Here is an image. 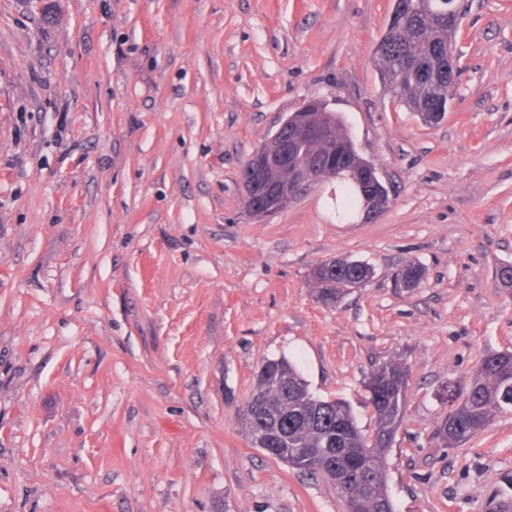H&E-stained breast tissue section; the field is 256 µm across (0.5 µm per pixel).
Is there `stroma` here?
I'll list each match as a JSON object with an SVG mask.
<instances>
[{"instance_id": "stroma-1", "label": "stroma", "mask_w": 512, "mask_h": 512, "mask_svg": "<svg viewBox=\"0 0 512 512\" xmlns=\"http://www.w3.org/2000/svg\"><path fill=\"white\" fill-rule=\"evenodd\" d=\"M391 5L0 0V512H345L237 417L281 357L366 431V378L409 366L395 512L512 500V412L436 434L512 351V0H460L433 126L380 81ZM310 99L389 185L377 217L337 220L331 181L247 210V160ZM338 257L373 277L326 307L310 272Z\"/></svg>"}]
</instances>
